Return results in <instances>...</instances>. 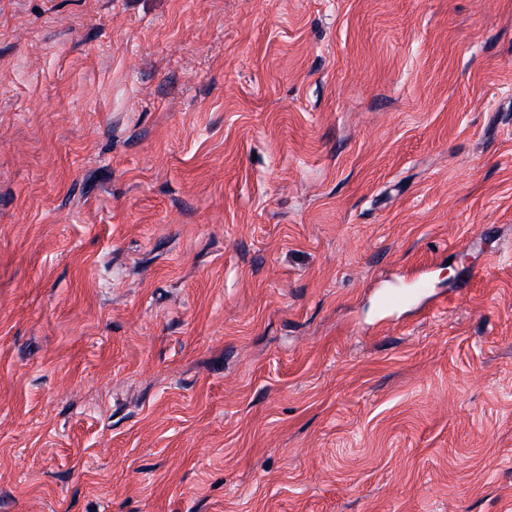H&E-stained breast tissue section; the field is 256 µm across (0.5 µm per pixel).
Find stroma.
I'll return each mask as SVG.
<instances>
[{
	"label": "stroma",
	"mask_w": 512,
	"mask_h": 512,
	"mask_svg": "<svg viewBox=\"0 0 512 512\" xmlns=\"http://www.w3.org/2000/svg\"><path fill=\"white\" fill-rule=\"evenodd\" d=\"M511 504L512 0H0V512Z\"/></svg>",
	"instance_id": "obj_1"
}]
</instances>
